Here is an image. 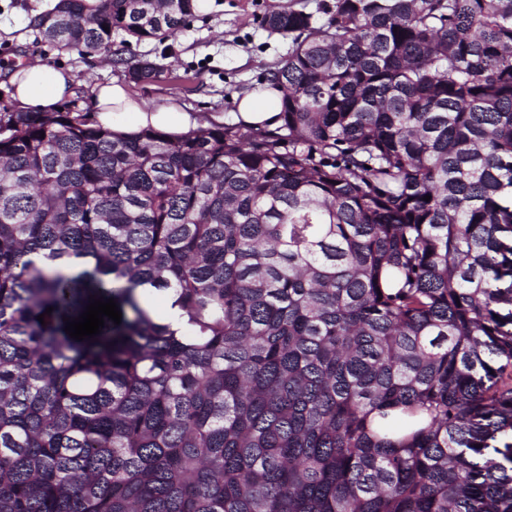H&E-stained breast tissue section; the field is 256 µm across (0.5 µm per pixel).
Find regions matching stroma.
I'll list each match as a JSON object with an SVG mask.
<instances>
[{"instance_id":"stroma-1","label":"stroma","mask_w":512,"mask_h":512,"mask_svg":"<svg viewBox=\"0 0 512 512\" xmlns=\"http://www.w3.org/2000/svg\"><path fill=\"white\" fill-rule=\"evenodd\" d=\"M289 0H211L206 18L193 22L170 42L169 55H162L157 42L135 46L143 59L164 61L177 73H188L189 90L174 91L172 82L158 79L132 82L124 68L111 58L97 54L85 57L53 49L32 27L35 11L44 0H0V104L11 105L7 93L8 76L33 58L61 65L75 75L73 96L61 106L76 112L91 109L88 86L115 79L128 81L131 91L145 102L164 96H176L183 107L217 123H232L236 92L253 88L258 78L291 47L288 39L268 34L255 20L256 15L288 5Z\"/></svg>"}]
</instances>
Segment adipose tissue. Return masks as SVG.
Listing matches in <instances>:
<instances>
[{"mask_svg": "<svg viewBox=\"0 0 512 512\" xmlns=\"http://www.w3.org/2000/svg\"><path fill=\"white\" fill-rule=\"evenodd\" d=\"M8 83L13 101L26 112L51 111L73 95L76 85L70 70L39 60L12 72ZM89 92L98 121L117 135L131 136L148 128L181 135L201 124L197 114L185 111L174 98H165L148 106L123 82L97 83ZM282 97V90L271 83L235 95L236 122L246 126L275 127Z\"/></svg>", "mask_w": 512, "mask_h": 512, "instance_id": "obj_1", "label": "adipose tissue"}]
</instances>
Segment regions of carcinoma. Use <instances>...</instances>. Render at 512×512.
Wrapping results in <instances>:
<instances>
[{"instance_id":"obj_1","label":"carcinoma","mask_w":512,"mask_h":512,"mask_svg":"<svg viewBox=\"0 0 512 512\" xmlns=\"http://www.w3.org/2000/svg\"><path fill=\"white\" fill-rule=\"evenodd\" d=\"M207 8L34 26L88 55ZM327 14L259 15L273 129L0 107V512H512V0ZM92 295L121 323L77 341Z\"/></svg>"}]
</instances>
